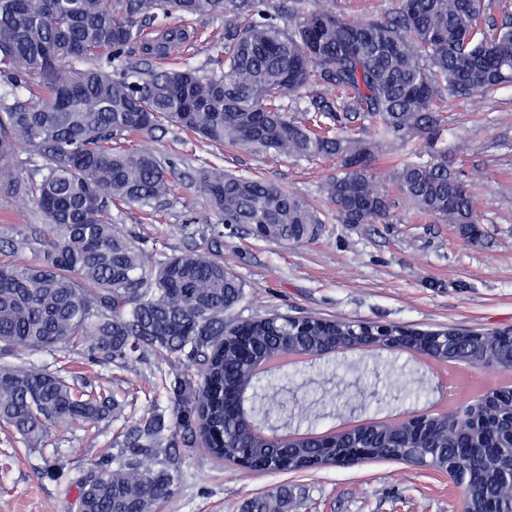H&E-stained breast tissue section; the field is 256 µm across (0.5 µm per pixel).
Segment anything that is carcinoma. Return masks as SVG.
I'll return each instance as SVG.
<instances>
[{
    "instance_id": "obj_1",
    "label": "carcinoma",
    "mask_w": 512,
    "mask_h": 512,
    "mask_svg": "<svg viewBox=\"0 0 512 512\" xmlns=\"http://www.w3.org/2000/svg\"><path fill=\"white\" fill-rule=\"evenodd\" d=\"M391 13L353 21L332 10L291 0L272 14L264 0H0V78L13 102H0V187L33 204L44 230L30 227L0 247V421L35 446L51 425L118 421L117 396L78 387L26 353L64 347L117 368L132 360L198 367V378L175 377L171 407L122 429L112 457L78 480L77 512H157L181 481L177 449L200 443L216 460L244 469L255 460L270 472H307L310 448L281 452L253 429L259 403L273 400L237 359L241 344L257 355L276 353L285 339L315 349L357 332V322L272 313L231 324L224 313L244 297L224 264V225L259 240L303 243L318 235L317 210L279 184L235 175L218 165L196 170L192 185L218 218L211 245L157 258L140 239L112 223V209H156L174 190L167 166L133 137L154 138L173 126L213 146L240 153L340 159L327 195L341 224H385L389 203L372 164L374 149L435 130L447 95H490L512 83V22L487 20L488 0H397ZM177 18L222 14V69L157 71L112 61L129 50L167 55L188 41L169 26L150 37L156 11ZM305 102L307 118L288 115L282 100ZM362 129L363 141L350 135ZM36 160L22 177L20 154ZM389 181L422 214L445 224L480 223L479 203L460 173L438 151L426 162L394 164ZM34 253V259L25 257ZM419 341L429 330L388 325ZM455 343L495 355L512 329H447ZM252 390L249 411H224V392ZM512 410L493 402L480 418V439L464 416L437 427L434 444L414 436L399 443L379 436L370 454L397 462L430 456L442 466L474 453L499 471L496 508L512 509L504 467L512 452L499 433ZM247 512H288V492L259 496Z\"/></svg>"
}]
</instances>
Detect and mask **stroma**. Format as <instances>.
<instances>
[{
	"mask_svg": "<svg viewBox=\"0 0 512 512\" xmlns=\"http://www.w3.org/2000/svg\"><path fill=\"white\" fill-rule=\"evenodd\" d=\"M198 37L152 68H216L224 41V18L191 21ZM417 147L448 153L480 201L482 223L475 236L454 224L417 213L392 195L385 224H342L325 190L338 163L330 159H270L189 141L176 129L151 147L174 164L175 192L160 210H113V223L149 238L162 256L210 241L216 218L197 195L191 177L207 164L276 182L306 197L324 221L317 238L304 243L261 241L243 231H225L224 260L244 284L245 296L230 312L249 320L274 312L324 319L378 321L419 329L512 327V85L492 96L449 98L441 126L431 137L390 141L375 153V169L387 179L390 164ZM34 205L0 188V240L25 225L40 223ZM37 363L64 369L80 381L116 391L125 414L140 417L166 406L172 377L167 365L130 363L119 370L90 363L84 353H40ZM293 412L285 426L321 430L318 401L334 402L333 413L351 410L384 415L431 407L434 393L424 369L404 355L331 357L288 372L285 385ZM121 422L85 430L55 426L37 448L25 449L17 434L0 424V512H71L78 489L73 478L112 454ZM63 462L72 480L40 478L45 462ZM183 480L159 512H243L254 496L287 488L290 512H460V494L446 477L392 461L326 467L307 473L242 470L212 459L196 447L183 455Z\"/></svg>",
	"mask_w": 512,
	"mask_h": 512,
	"instance_id": "1",
	"label": "stroma"
}]
</instances>
